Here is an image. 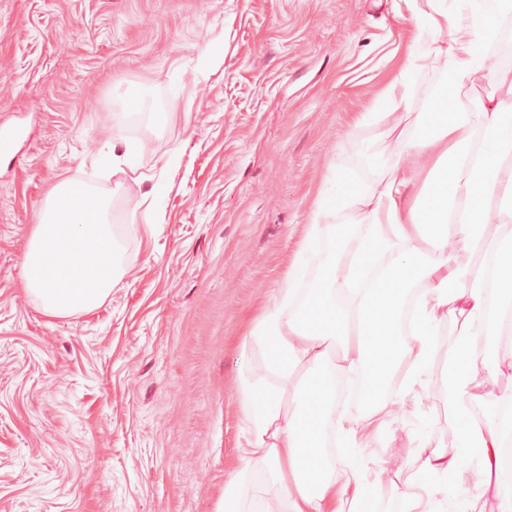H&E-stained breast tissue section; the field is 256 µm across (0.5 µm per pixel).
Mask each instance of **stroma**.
Here are the masks:
<instances>
[{
	"instance_id": "stroma-1",
	"label": "stroma",
	"mask_w": 512,
	"mask_h": 512,
	"mask_svg": "<svg viewBox=\"0 0 512 512\" xmlns=\"http://www.w3.org/2000/svg\"><path fill=\"white\" fill-rule=\"evenodd\" d=\"M424 4L0 0V125L23 131L21 155H0V512H217L241 382L286 400L296 384L246 337ZM63 179L111 197L125 245L101 305L52 317L20 282ZM461 342L442 324L419 403L377 417L400 482L406 415L458 450Z\"/></svg>"
}]
</instances>
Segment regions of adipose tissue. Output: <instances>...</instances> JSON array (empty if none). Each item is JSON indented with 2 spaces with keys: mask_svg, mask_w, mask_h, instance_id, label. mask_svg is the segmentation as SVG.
Listing matches in <instances>:
<instances>
[{
  "mask_svg": "<svg viewBox=\"0 0 512 512\" xmlns=\"http://www.w3.org/2000/svg\"><path fill=\"white\" fill-rule=\"evenodd\" d=\"M511 18L512 0L414 8L400 68L336 153V180L350 190L321 193L297 262L251 332L271 373L287 378L300 365L306 380L289 410L276 392L258 399L242 384L247 437L218 512H271L274 486L286 512H485L491 498L512 512V464L503 460L512 390L489 391L492 376L472 373L467 359L454 364L476 416L460 424V452L417 438L405 461L414 483L384 497L375 490L388 461L368 451L381 437L374 417L413 396L434 363L443 319L471 342L512 330V121L503 100L439 95L409 135L398 133L418 76L436 63L457 82L481 76L512 96V68L488 66ZM394 135L403 157L391 162L375 145ZM410 154L434 157L426 178ZM490 223L498 232L483 238ZM463 252L473 261L462 276Z\"/></svg>",
  "mask_w": 512,
  "mask_h": 512,
  "instance_id": "adipose-tissue-1",
  "label": "adipose tissue"
}]
</instances>
